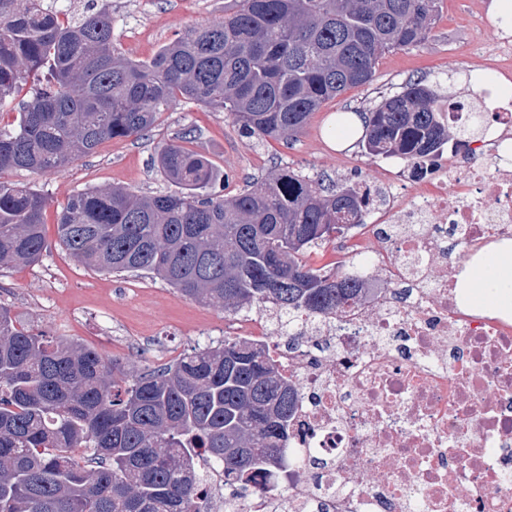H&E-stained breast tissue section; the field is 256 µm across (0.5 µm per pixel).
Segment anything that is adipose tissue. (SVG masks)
<instances>
[{
    "mask_svg": "<svg viewBox=\"0 0 512 512\" xmlns=\"http://www.w3.org/2000/svg\"><path fill=\"white\" fill-rule=\"evenodd\" d=\"M483 264L491 269L487 279L476 280L471 267L464 268L459 275L458 286L465 303L473 308H497L512 313V240L500 243Z\"/></svg>",
    "mask_w": 512,
    "mask_h": 512,
    "instance_id": "1",
    "label": "adipose tissue"
}]
</instances>
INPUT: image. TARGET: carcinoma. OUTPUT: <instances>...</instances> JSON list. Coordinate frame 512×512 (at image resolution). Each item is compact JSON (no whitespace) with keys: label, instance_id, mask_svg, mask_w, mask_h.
Wrapping results in <instances>:
<instances>
[{"label":"carcinoma","instance_id":"carcinoma-1","mask_svg":"<svg viewBox=\"0 0 512 512\" xmlns=\"http://www.w3.org/2000/svg\"><path fill=\"white\" fill-rule=\"evenodd\" d=\"M441 0H230L224 19L188 29L149 60L112 42V13L79 15L45 0H0V174L60 171L104 140L142 137L173 99L223 112L241 136L297 137L315 112L371 83L380 58L426 42ZM424 79L363 113L362 147L412 166L469 133L442 119ZM16 103L12 122L4 107ZM182 142L156 163L181 191L123 187L70 195L60 244L104 273H147L229 315L267 312L288 343L303 321L342 316L364 296L368 265L310 262L365 225L366 198L290 168L226 198L213 163ZM47 199L0 180V267L47 250ZM301 392L263 343L241 336L132 372L97 349L34 333L0 306V512H206L197 450L224 468V489L248 496L263 472L282 486L288 428Z\"/></svg>","mask_w":512,"mask_h":512}]
</instances>
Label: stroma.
Listing matches in <instances>:
<instances>
[{
	"instance_id": "1",
	"label": "stroma",
	"mask_w": 512,
	"mask_h": 512,
	"mask_svg": "<svg viewBox=\"0 0 512 512\" xmlns=\"http://www.w3.org/2000/svg\"><path fill=\"white\" fill-rule=\"evenodd\" d=\"M112 9L113 42L134 59L151 58L190 27L219 21L225 0H104ZM473 0H443L440 17L420 47L386 53L368 85L328 101L291 143H261L242 137L224 113L182 99L160 113L147 136L109 139L64 172L7 171L0 179L31 185L48 205L44 233L49 247L37 264L0 267V304L34 332L75 340L116 358L127 371L158 366L198 344L223 341L231 316L183 297L160 278L147 274L96 272L76 262L60 244L57 219L69 195L86 188L120 186L137 194L174 193L154 162L156 149L190 133V146L223 172L224 197L237 194L252 178L290 167L323 178L397 183L398 159L365 155L359 142L343 144L331 134L340 113L365 112L400 92L410 80L442 83L446 93L476 97L468 72L486 69L478 51L460 56L468 37L465 21Z\"/></svg>"
}]
</instances>
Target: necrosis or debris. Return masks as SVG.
<instances>
[{
    "instance_id": "1",
    "label": "necrosis or debris",
    "mask_w": 512,
    "mask_h": 512,
    "mask_svg": "<svg viewBox=\"0 0 512 512\" xmlns=\"http://www.w3.org/2000/svg\"><path fill=\"white\" fill-rule=\"evenodd\" d=\"M478 25L494 31L467 50L490 61L475 74L482 106L461 99L451 124L486 118L453 161L383 194L386 225L370 256L385 268L346 317L305 323V343L266 344L301 388L292 448L326 467L287 496L270 487L238 498L206 455L200 500L212 512H512V315L474 312L456 288L461 266L512 240V39L489 0Z\"/></svg>"
}]
</instances>
